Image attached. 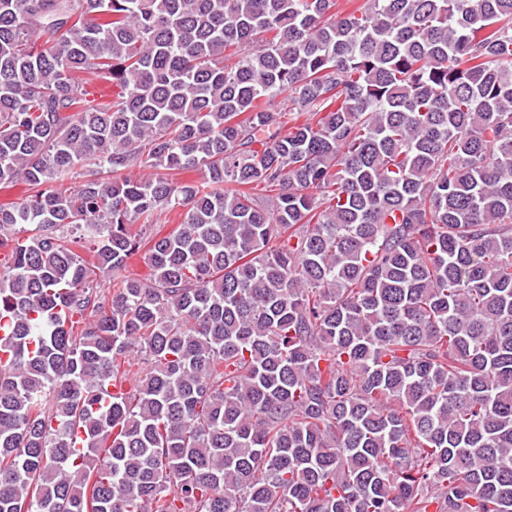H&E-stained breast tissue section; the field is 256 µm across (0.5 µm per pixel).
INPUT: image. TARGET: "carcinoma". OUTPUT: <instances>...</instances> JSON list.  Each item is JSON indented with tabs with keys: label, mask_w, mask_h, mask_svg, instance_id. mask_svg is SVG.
<instances>
[{
	"label": "carcinoma",
	"mask_w": 512,
	"mask_h": 512,
	"mask_svg": "<svg viewBox=\"0 0 512 512\" xmlns=\"http://www.w3.org/2000/svg\"><path fill=\"white\" fill-rule=\"evenodd\" d=\"M14 189L0 512H512V0H0Z\"/></svg>",
	"instance_id": "1"
}]
</instances>
